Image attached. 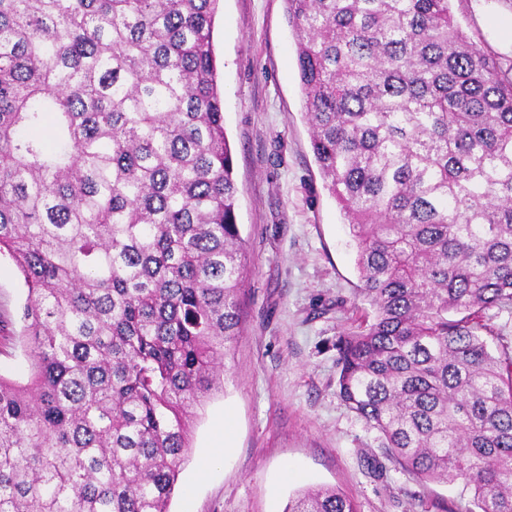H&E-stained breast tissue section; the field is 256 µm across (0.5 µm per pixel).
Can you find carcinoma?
Segmentation results:
<instances>
[{
    "instance_id": "1",
    "label": "carcinoma",
    "mask_w": 512,
    "mask_h": 512,
    "mask_svg": "<svg viewBox=\"0 0 512 512\" xmlns=\"http://www.w3.org/2000/svg\"><path fill=\"white\" fill-rule=\"evenodd\" d=\"M218 0H0V512H168L240 333L245 242ZM450 0H286L311 147L372 312L338 394L421 482L512 512V78ZM50 124L49 138L41 135ZM286 512H357L309 487ZM28 289L11 258L0 255V374L21 381L27 377L28 362L21 340V311ZM486 316L490 318L489 322L494 336H502L503 343L512 346V313L510 309H501L498 307L490 308L486 311Z\"/></svg>"
}]
</instances>
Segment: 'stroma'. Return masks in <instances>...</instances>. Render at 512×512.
Listing matches in <instances>:
<instances>
[{"instance_id":"stroma-1","label":"stroma","mask_w":512,"mask_h":512,"mask_svg":"<svg viewBox=\"0 0 512 512\" xmlns=\"http://www.w3.org/2000/svg\"><path fill=\"white\" fill-rule=\"evenodd\" d=\"M213 48L245 241L242 333L224 388L191 425L170 512H284L309 486L352 496L357 512H466L461 483L420 482L341 400L337 344L369 311L347 222L314 159L303 114L295 30L285 0H219ZM28 289L0 255V375L28 362L21 311ZM229 420L226 447L212 434ZM217 460L201 482L206 455Z\"/></svg>"}]
</instances>
